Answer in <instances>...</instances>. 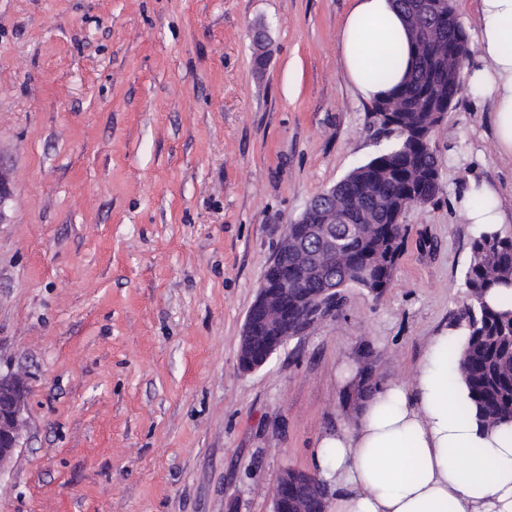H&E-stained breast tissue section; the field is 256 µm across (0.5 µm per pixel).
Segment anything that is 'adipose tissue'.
I'll list each match as a JSON object with an SVG mask.
<instances>
[{
    "mask_svg": "<svg viewBox=\"0 0 512 512\" xmlns=\"http://www.w3.org/2000/svg\"><path fill=\"white\" fill-rule=\"evenodd\" d=\"M479 63L469 82L492 100L498 152L512 157V0H480ZM341 55L356 92L372 101L400 84L411 42L392 0H353ZM388 66L381 82L373 73ZM486 183L469 178L458 206L473 224L505 222ZM458 331L435 337L411 383L388 380L348 426L326 431L312 464L330 512H512V422L460 415L467 390Z\"/></svg>",
    "mask_w": 512,
    "mask_h": 512,
    "instance_id": "obj_1",
    "label": "adipose tissue"
}]
</instances>
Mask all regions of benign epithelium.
<instances>
[{
	"instance_id": "7a95c632",
	"label": "benign epithelium",
	"mask_w": 512,
	"mask_h": 512,
	"mask_svg": "<svg viewBox=\"0 0 512 512\" xmlns=\"http://www.w3.org/2000/svg\"><path fill=\"white\" fill-rule=\"evenodd\" d=\"M448 110L446 101L419 108L428 129L442 123ZM362 216V209H336V187L332 186L308 202L293 222L294 230H285L244 320L238 345L242 371L259 370L292 339L289 319L317 321L336 312V225L352 224ZM297 269L314 275L318 288L306 294L291 287V273ZM26 402L25 378L10 367L0 369V472L21 445ZM313 477L306 470L284 468L272 490L270 512H327L328 497L314 493Z\"/></svg>"
}]
</instances>
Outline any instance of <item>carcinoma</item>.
I'll list each match as a JSON object with an SVG mask.
<instances>
[{"label": "carcinoma", "mask_w": 512, "mask_h": 512, "mask_svg": "<svg viewBox=\"0 0 512 512\" xmlns=\"http://www.w3.org/2000/svg\"><path fill=\"white\" fill-rule=\"evenodd\" d=\"M402 15L418 20L412 41L413 66L404 82L381 97L386 103L398 102L409 109L407 118L417 119L414 110L424 99L430 84L439 85L438 93L457 98L460 79L448 82L444 75L447 62H432L433 47L426 34L436 33L447 43L466 37L453 6H448V20L426 16L421 0H393ZM386 143L367 162L353 168L338 182L336 202L352 205L364 188L371 191L361 224L346 229L342 247L336 249V270H347L366 262L375 265L376 274L354 285L367 291L392 280L401 253L405 229L392 224L387 216L393 208L424 206L438 193L435 152L426 150L418 137L400 132H384ZM466 302L453 314V325L462 330L464 344L459 370L469 391L471 405L463 414L475 411L479 422L494 425L512 420V308L491 304L487 295L494 288H512V226L495 232L475 230L471 261L464 275Z\"/></svg>", "instance_id": "cac0c4a2"}]
</instances>
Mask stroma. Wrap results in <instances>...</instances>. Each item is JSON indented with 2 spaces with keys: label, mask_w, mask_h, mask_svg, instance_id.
Segmentation results:
<instances>
[{
  "label": "stroma",
  "mask_w": 512,
  "mask_h": 512,
  "mask_svg": "<svg viewBox=\"0 0 512 512\" xmlns=\"http://www.w3.org/2000/svg\"><path fill=\"white\" fill-rule=\"evenodd\" d=\"M351 5L0 0V365L26 372L30 425L0 512H269L281 471L347 421L339 363L407 382L451 326L469 171L512 200L467 83L386 292L346 288L264 367L237 365L286 225L378 150L341 64Z\"/></svg>",
  "instance_id": "stroma-1"
}]
</instances>
